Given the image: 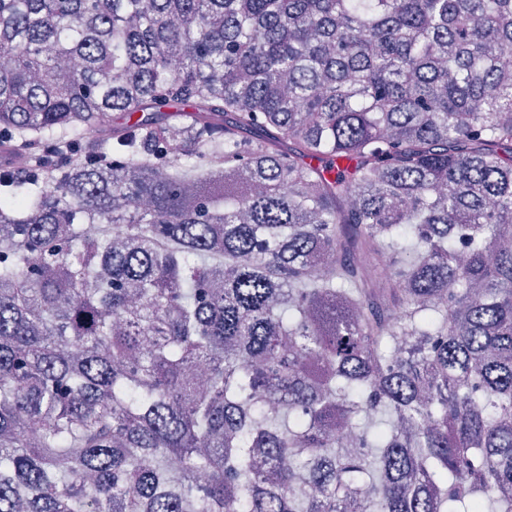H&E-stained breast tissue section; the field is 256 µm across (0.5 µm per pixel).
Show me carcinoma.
<instances>
[{
    "instance_id": "obj_1",
    "label": "carcinoma",
    "mask_w": 512,
    "mask_h": 512,
    "mask_svg": "<svg viewBox=\"0 0 512 512\" xmlns=\"http://www.w3.org/2000/svg\"><path fill=\"white\" fill-rule=\"evenodd\" d=\"M0 139V512H512V0H0Z\"/></svg>"
}]
</instances>
